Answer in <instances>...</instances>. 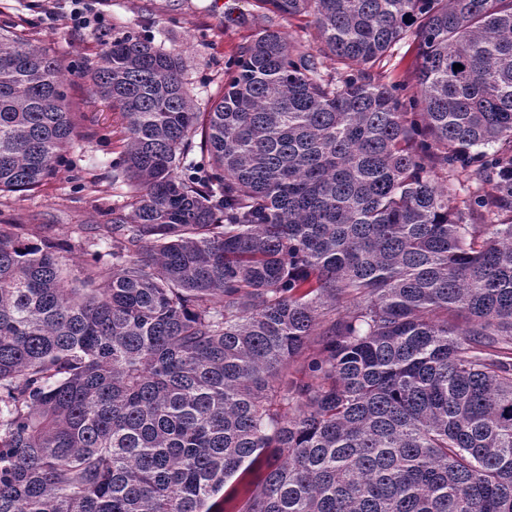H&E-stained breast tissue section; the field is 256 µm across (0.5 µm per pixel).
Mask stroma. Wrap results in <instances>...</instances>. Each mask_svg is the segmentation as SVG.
I'll use <instances>...</instances> for the list:
<instances>
[{"label": "stroma", "mask_w": 512, "mask_h": 512, "mask_svg": "<svg viewBox=\"0 0 512 512\" xmlns=\"http://www.w3.org/2000/svg\"><path fill=\"white\" fill-rule=\"evenodd\" d=\"M107 20L153 38L178 53L184 80L200 109H208L224 90V66L254 34L274 26L315 50L309 15L281 18L262 11L255 0H110ZM0 24L21 29L35 43L54 46L68 71L72 109L84 133L56 178L30 192L0 194V222L23 225L30 237L52 243L68 278L82 263L111 264L112 247L102 242L113 208L123 206V190L112 183V162L121 146V119L101 98L89 94L85 66L96 63L103 32L48 27L36 0H0ZM416 47L405 40L378 67L381 82L408 85Z\"/></svg>", "instance_id": "obj_1"}]
</instances>
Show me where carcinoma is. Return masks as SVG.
Here are the masks:
<instances>
[{
  "label": "carcinoma",
  "mask_w": 512,
  "mask_h": 512,
  "mask_svg": "<svg viewBox=\"0 0 512 512\" xmlns=\"http://www.w3.org/2000/svg\"><path fill=\"white\" fill-rule=\"evenodd\" d=\"M257 2L319 47L260 30L205 112L132 29L88 72L112 266L0 224V512H224L233 477L231 512H512V0ZM409 36L406 97L373 69ZM81 138L1 25L0 193Z\"/></svg>",
  "instance_id": "obj_1"
}]
</instances>
